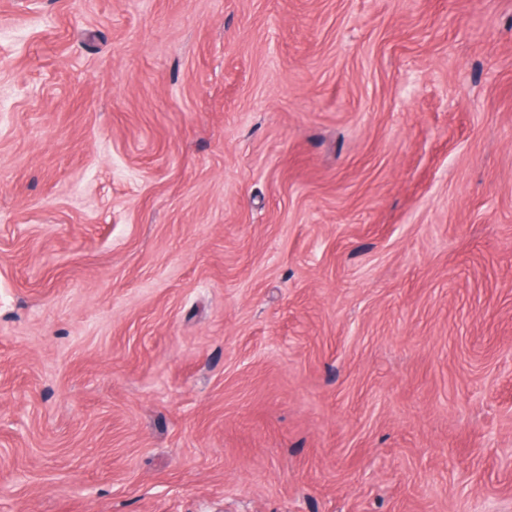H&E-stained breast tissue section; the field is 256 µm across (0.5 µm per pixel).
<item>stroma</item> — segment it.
I'll return each instance as SVG.
<instances>
[{
  "label": "stroma",
  "mask_w": 512,
  "mask_h": 512,
  "mask_svg": "<svg viewBox=\"0 0 512 512\" xmlns=\"http://www.w3.org/2000/svg\"><path fill=\"white\" fill-rule=\"evenodd\" d=\"M0 512H512V0H0Z\"/></svg>",
  "instance_id": "35a3bbf8"
}]
</instances>
